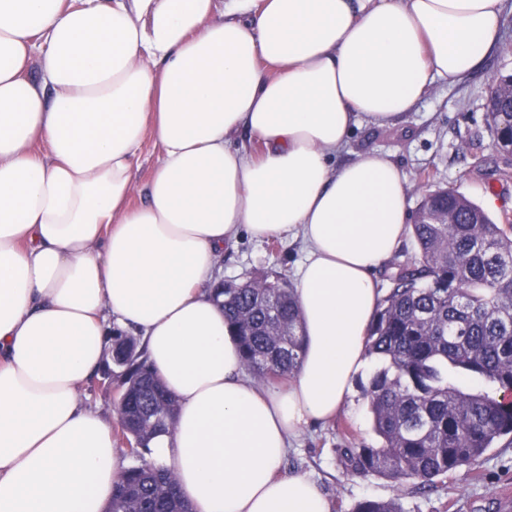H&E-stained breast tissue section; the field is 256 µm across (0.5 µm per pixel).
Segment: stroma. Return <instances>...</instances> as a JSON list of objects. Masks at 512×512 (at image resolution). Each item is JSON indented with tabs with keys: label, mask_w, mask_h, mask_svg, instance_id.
<instances>
[{
	"label": "stroma",
	"mask_w": 512,
	"mask_h": 512,
	"mask_svg": "<svg viewBox=\"0 0 512 512\" xmlns=\"http://www.w3.org/2000/svg\"><path fill=\"white\" fill-rule=\"evenodd\" d=\"M500 47L481 71L455 85L435 84L414 112L394 127L368 123L356 127L334 164L376 151L388 156L403 172L411 206L423 194L453 188L486 208L499 224L512 222V166L492 149L486 121V99L492 81L512 73V13L499 23ZM304 256L300 238L258 241L239 230L226 246L214 276L229 284L280 273L296 281ZM368 373L353 383L349 403L331 422L312 424L291 442L285 462L289 471L307 473L326 492L331 512H352L365 499H399L404 512H501L499 496L512 485V446L491 449L472 470H460L435 480L421 491L397 487L376 477L353 473L346 449L374 446L364 387Z\"/></svg>",
	"instance_id": "obj_1"
}]
</instances>
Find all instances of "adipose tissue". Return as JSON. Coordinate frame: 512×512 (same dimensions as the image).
I'll return each mask as SVG.
<instances>
[{"label":"adipose tissue","mask_w":512,"mask_h":512,"mask_svg":"<svg viewBox=\"0 0 512 512\" xmlns=\"http://www.w3.org/2000/svg\"><path fill=\"white\" fill-rule=\"evenodd\" d=\"M511 4L0 0V512H106L129 464L82 391L115 331L178 404L147 459L193 512H331L282 463L367 366L375 272L409 202L384 154L328 160L482 69ZM242 228L304 243V354L284 384L249 381L210 288ZM157 156L158 151L154 147L153 140H147L143 147L140 168L137 170L134 178L131 195L133 204L139 203L142 198H145V188L151 177Z\"/></svg>","instance_id":"obj_1"}]
</instances>
